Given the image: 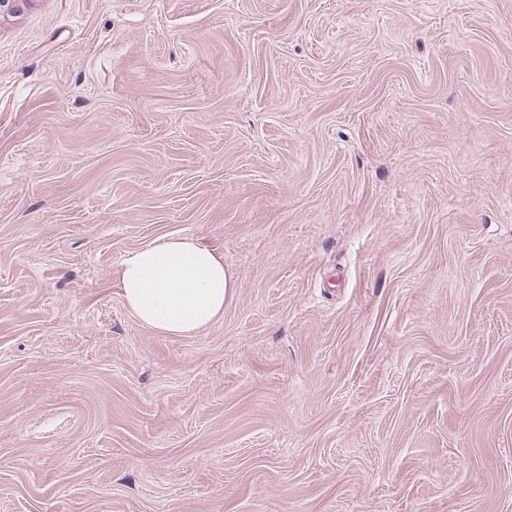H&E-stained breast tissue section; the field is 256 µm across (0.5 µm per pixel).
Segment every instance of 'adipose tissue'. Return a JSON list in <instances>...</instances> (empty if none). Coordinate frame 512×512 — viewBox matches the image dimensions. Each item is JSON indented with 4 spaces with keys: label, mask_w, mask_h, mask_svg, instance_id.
<instances>
[{
    "label": "adipose tissue",
    "mask_w": 512,
    "mask_h": 512,
    "mask_svg": "<svg viewBox=\"0 0 512 512\" xmlns=\"http://www.w3.org/2000/svg\"><path fill=\"white\" fill-rule=\"evenodd\" d=\"M117 286L129 312L168 336H192L214 323L232 291L223 258L187 236L131 252L120 266Z\"/></svg>",
    "instance_id": "obj_1"
}]
</instances>
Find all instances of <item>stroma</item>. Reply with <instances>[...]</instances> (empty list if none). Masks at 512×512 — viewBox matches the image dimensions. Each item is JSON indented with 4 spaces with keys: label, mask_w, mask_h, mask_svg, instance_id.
<instances>
[{
    "label": "stroma",
    "mask_w": 512,
    "mask_h": 512,
    "mask_svg": "<svg viewBox=\"0 0 512 512\" xmlns=\"http://www.w3.org/2000/svg\"><path fill=\"white\" fill-rule=\"evenodd\" d=\"M168 236L193 336L116 286ZM0 512H512V0L0 22ZM117 286L129 312L168 336H192L214 323L232 291L224 259L187 236L131 252L121 263Z\"/></svg>",
    "instance_id": "obj_1"
}]
</instances>
